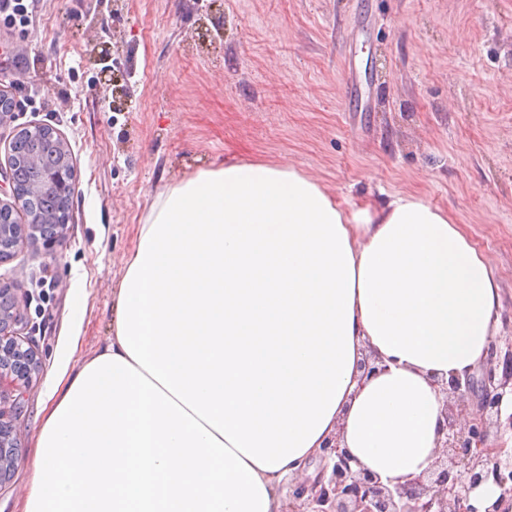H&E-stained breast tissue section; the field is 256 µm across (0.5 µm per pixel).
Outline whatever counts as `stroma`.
<instances>
[{
	"mask_svg": "<svg viewBox=\"0 0 512 512\" xmlns=\"http://www.w3.org/2000/svg\"><path fill=\"white\" fill-rule=\"evenodd\" d=\"M27 29L0 17V126L47 125L74 168L71 219L0 264L41 361L0 392L21 459L0 512H22L39 405L57 351L112 336L115 290L156 195L200 168L280 161L347 206L417 192L462 224L497 277L512 335V0H35ZM366 68L365 112L345 98ZM114 84H107V77ZM82 317H75V307Z\"/></svg>",
	"mask_w": 512,
	"mask_h": 512,
	"instance_id": "stroma-1",
	"label": "stroma"
}]
</instances>
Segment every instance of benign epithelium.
I'll list each match as a JSON object with an SVG mask.
<instances>
[{"instance_id":"7a95c632","label":"benign epithelium","mask_w":512,"mask_h":512,"mask_svg":"<svg viewBox=\"0 0 512 512\" xmlns=\"http://www.w3.org/2000/svg\"><path fill=\"white\" fill-rule=\"evenodd\" d=\"M17 100L0 88V126L15 118ZM55 140L59 166L50 180L54 193H74L72 157L56 129L47 128ZM6 166L0 177L9 190L0 198V264L30 240H42L46 251L53 250L59 229L47 232L38 225L40 218L27 208V195L16 185L12 145H7ZM23 314L15 289L0 284V387L8 382H27L39 368L37 353L23 347L17 326ZM506 346L500 353L499 346ZM439 391L453 404L445 405L443 425L438 432L437 457L423 474L383 483L377 475L351 467L353 457L334 436L320 448L323 459L333 461L312 481H298L288 492L289 512H512V448L487 446L489 428L512 431V412L502 417L503 406L512 400V336L491 341L480 377L435 380ZM18 462L15 429L0 421V474ZM499 490L495 501L480 511L471 503L470 493L484 482Z\"/></svg>"}]
</instances>
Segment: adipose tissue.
Instances as JSON below:
<instances>
[{"instance_id": "obj_1", "label": "adipose tissue", "mask_w": 512, "mask_h": 512, "mask_svg": "<svg viewBox=\"0 0 512 512\" xmlns=\"http://www.w3.org/2000/svg\"><path fill=\"white\" fill-rule=\"evenodd\" d=\"M500 301L417 194L348 209L286 163L198 171L138 224L109 343L59 354L23 512H280L336 435L381 480L421 475L434 380L486 358ZM367 347L387 369L364 380Z\"/></svg>"}]
</instances>
